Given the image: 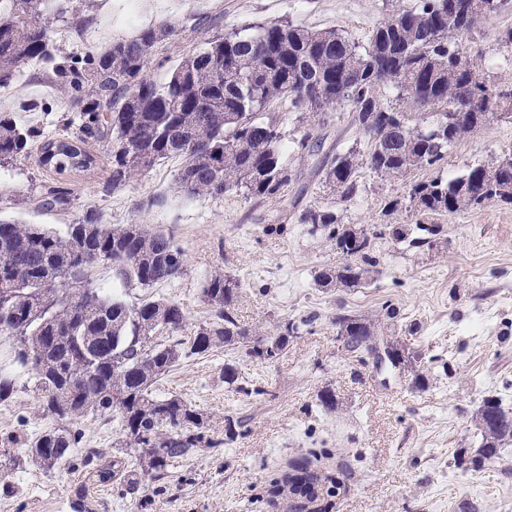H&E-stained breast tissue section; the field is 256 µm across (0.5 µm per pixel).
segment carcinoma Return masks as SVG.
<instances>
[{
  "label": "carcinoma",
  "mask_w": 512,
  "mask_h": 512,
  "mask_svg": "<svg viewBox=\"0 0 512 512\" xmlns=\"http://www.w3.org/2000/svg\"><path fill=\"white\" fill-rule=\"evenodd\" d=\"M488 2L418 0L387 17L364 45L334 29L290 23L218 32L182 55L166 82L157 84L145 76L156 46L185 39L198 25L163 23L114 40L96 54H63L51 26L69 15L74 23L81 20L74 0H0L7 16V24L0 25V87L13 84L21 64L40 61L82 104L74 137H47L1 112L0 165L35 148L50 173L87 171L97 164L89 140L109 138L114 190L178 157L183 165L176 184L187 199L242 192L277 200L288 192L293 174L284 160L287 117L271 107L308 114L323 129L347 106L365 146L338 151L322 165L319 172L334 201L303 210L298 223L312 225L311 233L325 235L343 257L317 273V286L357 288L371 280L373 238L344 223L342 210L359 194L360 169L406 179L409 201L423 215L477 208L480 199L512 204V163L500 164L512 151L456 177L441 174L457 142L498 114L512 118V80L487 75L460 41L477 31L474 18L488 16ZM463 98L470 99L469 107L461 106ZM315 128H303L294 146L322 144L324 136ZM421 170L435 176L411 178ZM68 202V189L55 186L40 208L53 211ZM184 256L171 234L139 221L105 224L94 209L68 225L64 236L41 224L0 220V335L16 338L14 361L22 368L36 356L42 414L75 421L115 412L123 429L121 455L107 465L99 463L105 453L79 448L81 432L66 426L25 441L31 461L49 470L78 461L89 484L121 475L134 486L138 468L160 481L176 462L220 447L201 413L177 396L155 397L153 384L182 359L215 347L241 344L248 357H277L298 326L287 324L279 336L247 344L253 332L234 312L238 283L217 271L202 289L217 320L162 347L152 344L153 336L161 329L170 334L182 329L179 304L147 298L130 306L101 295L90 280L92 268L107 261L123 285L152 288L176 279ZM336 324L350 355L379 345L396 348L368 319L341 315ZM477 418L481 445L475 462L480 463L512 443V409L487 398ZM19 463L12 449L0 448V483L10 482ZM339 484L301 466L270 494L291 501L288 508L296 512H326L315 503L335 496Z\"/></svg>",
  "instance_id": "cac0c4a2"
}]
</instances>
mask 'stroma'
Segmentation results:
<instances>
[{
  "label": "stroma",
  "mask_w": 512,
  "mask_h": 512,
  "mask_svg": "<svg viewBox=\"0 0 512 512\" xmlns=\"http://www.w3.org/2000/svg\"><path fill=\"white\" fill-rule=\"evenodd\" d=\"M91 19L81 31L53 26L63 52L98 51L117 39L165 22L219 17V32L290 22L312 29H336L358 43L397 9L415 0H83ZM512 27V0L487 17L464 44L476 59H493L495 78H512L497 38ZM0 112L13 115L47 136L77 132L78 112L54 77L36 63L21 65L16 82L0 88ZM360 137L347 117L326 130L314 154L289 150L297 178L282 200L257 201L243 194L220 200L180 197L177 158L143 173L127 186L107 187L103 168L111 154L107 139L91 149L99 164L91 171L53 176L29 156L0 165V217L41 224L64 234L86 210L109 224L141 218L174 235L185 251L183 274L150 289L121 286L111 263L99 264L91 280L103 294L127 303L148 296L177 302L185 312L183 335L214 319L202 288L221 270L238 279L235 313L264 337L287 322H301L287 349L272 360L247 359L218 348L180 361L155 383L158 397L176 395L209 419L212 438L222 445L204 450L173 468L165 485L142 481L138 489L109 483L88 489L95 512H286L270 485L296 463L334 473L340 488L329 512H512V446L480 468L459 467L477 453L475 413L488 397L512 408V205L493 203L452 215H423L404 203L405 181L361 170L360 192L344 221L374 233L376 260L371 282L359 288L325 290L314 277L339 255L321 235L298 223L299 213L330 202L315 172L332 149ZM512 150V120L494 119L448 153L444 174L454 177ZM67 187L69 204L44 211L41 195ZM164 195L165 207L140 215L138 200ZM403 204L389 210V200ZM419 225L416 241H398L393 228ZM360 316L394 337L407 365L382 378L371 358L347 355L338 340L336 318ZM16 340L0 335V368L13 370L16 391L0 403V446L52 427L41 413L31 372L14 369ZM233 365L238 384L224 380ZM336 395V409L317 404L323 389ZM238 435L225 438V421ZM86 448L112 452L122 437L115 418L87 415L75 423ZM84 480L80 465L52 471L23 461L15 469L13 493L0 492V512H72Z\"/></svg>",
  "instance_id": "stroma-1"
}]
</instances>
